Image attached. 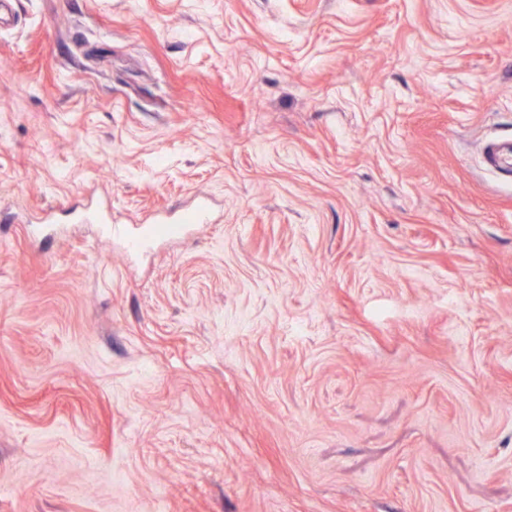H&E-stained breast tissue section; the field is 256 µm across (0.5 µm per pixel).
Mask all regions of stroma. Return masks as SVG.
<instances>
[{
  "mask_svg": "<svg viewBox=\"0 0 512 512\" xmlns=\"http://www.w3.org/2000/svg\"><path fill=\"white\" fill-rule=\"evenodd\" d=\"M508 134L512 0H14L0 512H512ZM485 166L496 174L512 179V137L487 141L483 146ZM211 222L210 211L204 204H199L187 210L178 217L165 219L156 222L153 234L160 235H182L187 232L192 224H208Z\"/></svg>",
  "mask_w": 512,
  "mask_h": 512,
  "instance_id": "obj_1",
  "label": "stroma"
}]
</instances>
